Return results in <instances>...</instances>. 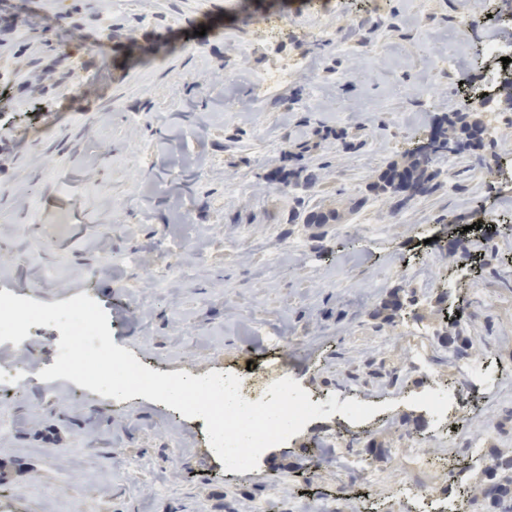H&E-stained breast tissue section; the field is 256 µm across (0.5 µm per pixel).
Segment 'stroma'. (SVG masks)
<instances>
[{"mask_svg": "<svg viewBox=\"0 0 512 512\" xmlns=\"http://www.w3.org/2000/svg\"><path fill=\"white\" fill-rule=\"evenodd\" d=\"M471 4L0 0V153L11 156L0 170V289L48 304L93 295L113 342L159 373L231 372L258 396L286 367L321 402L378 408L357 424L317 419L264 466L228 471L202 422L163 403L116 402L63 380L42 399L38 374L58 355L42 326L27 393L0 391L13 417L0 439V512H236L245 502L418 512L399 490L405 458L374 462L366 484L323 458L320 437L338 434L343 452L353 438L400 447L408 398L458 376L433 337L452 322L496 383L464 389L463 412L438 428L414 479L444 502L484 465L458 443L475 435L481 450L512 452V398L498 389L512 381V196L486 165L512 160V135L487 141L481 159H440L435 189L404 208L373 189L443 115L466 111L488 66L474 46L512 36V0H486L469 51L449 65ZM297 55L308 70L257 102L262 72ZM301 163L320 167V181L283 193L275 172ZM296 207L338 219L293 222ZM484 210L500 223L467 234ZM103 222L113 225L105 239ZM162 246L202 253L185 260L178 288L155 283L149 253ZM395 288L423 303L392 326L371 313ZM415 352L436 371L416 368L398 388L337 384L366 360L398 368Z\"/></svg>", "mask_w": 512, "mask_h": 512, "instance_id": "1", "label": "stroma"}]
</instances>
